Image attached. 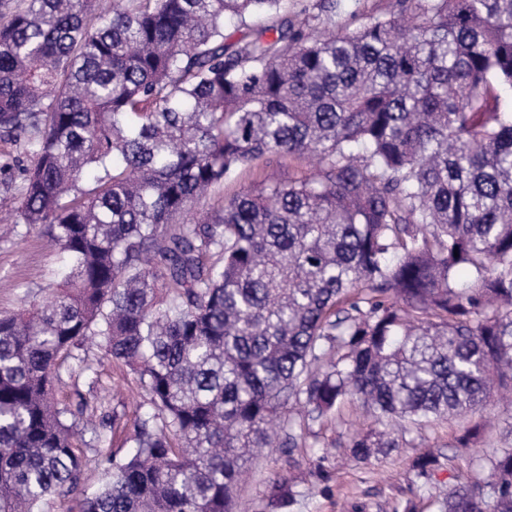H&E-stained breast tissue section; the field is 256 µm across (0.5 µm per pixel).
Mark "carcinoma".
Wrapping results in <instances>:
<instances>
[{
  "label": "carcinoma",
  "mask_w": 512,
  "mask_h": 512,
  "mask_svg": "<svg viewBox=\"0 0 512 512\" xmlns=\"http://www.w3.org/2000/svg\"><path fill=\"white\" fill-rule=\"evenodd\" d=\"M336 7L302 8L306 33L288 0H0V139L35 158L19 220L64 268L0 314V512H236L255 449L305 445L290 401L421 426L512 391V0H392L352 30ZM93 338L145 412L89 495L53 391ZM489 462L440 512H512V448ZM311 159L287 158L282 160L261 159L245 170L234 182L213 188L194 204V212L206 217L224 207V199L241 188L257 186L263 182L288 181V178L306 175L313 169Z\"/></svg>",
  "instance_id": "obj_1"
}]
</instances>
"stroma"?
I'll use <instances>...</instances> for the list:
<instances>
[{
    "instance_id": "35a3bbf8",
    "label": "stroma",
    "mask_w": 512,
    "mask_h": 512,
    "mask_svg": "<svg viewBox=\"0 0 512 512\" xmlns=\"http://www.w3.org/2000/svg\"><path fill=\"white\" fill-rule=\"evenodd\" d=\"M309 159L259 160L234 182L213 188L195 203L194 210L207 216L224 205L225 198L239 189L264 182L285 181L311 172ZM19 187H0V313H10L24 302H42L48 285L61 281L60 255L40 229L15 223L21 205ZM79 354L92 366V374L66 370L61 375L56 397L67 408V421L84 427L92 439L102 422L122 418L123 432L112 437L110 451L124 456L126 439L133 432L135 411L142 390L133 374L104 357L94 341H86ZM287 414L306 424L308 445L304 448L265 449L245 470L239 486L241 512H438L449 483L456 476L487 478L489 458L512 448V409L497 402L484 415L482 441L474 447L460 446L456 438L464 423L436 422L422 428L391 425L398 446L372 458L370 463L353 462L346 454L352 433L371 426L357 404L343 402L323 421H305L299 407L288 404ZM438 452L449 456L451 468L439 469L430 480L417 478L411 464L417 457Z\"/></svg>"
}]
</instances>
